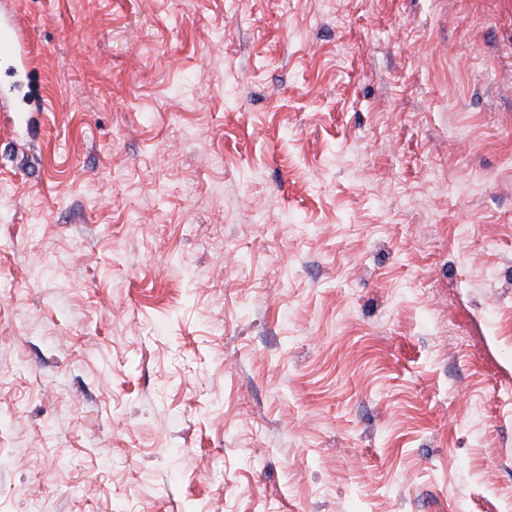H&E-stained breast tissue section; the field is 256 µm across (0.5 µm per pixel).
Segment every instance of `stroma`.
Segmentation results:
<instances>
[{
    "label": "stroma",
    "mask_w": 512,
    "mask_h": 512,
    "mask_svg": "<svg viewBox=\"0 0 512 512\" xmlns=\"http://www.w3.org/2000/svg\"><path fill=\"white\" fill-rule=\"evenodd\" d=\"M0 512H512V0H15Z\"/></svg>",
    "instance_id": "1"
}]
</instances>
